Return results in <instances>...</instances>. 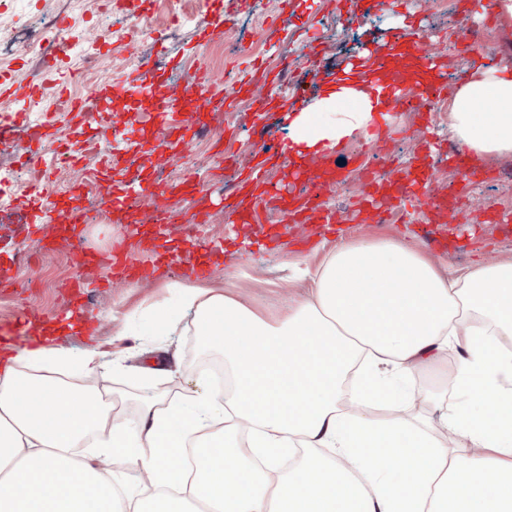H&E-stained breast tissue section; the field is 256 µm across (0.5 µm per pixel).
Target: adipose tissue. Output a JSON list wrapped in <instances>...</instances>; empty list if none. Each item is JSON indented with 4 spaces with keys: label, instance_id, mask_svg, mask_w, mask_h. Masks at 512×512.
<instances>
[{
    "label": "adipose tissue",
    "instance_id": "1",
    "mask_svg": "<svg viewBox=\"0 0 512 512\" xmlns=\"http://www.w3.org/2000/svg\"><path fill=\"white\" fill-rule=\"evenodd\" d=\"M392 106L382 72L327 85L288 127V161L367 135ZM463 151L512 153V69L479 67L448 105ZM176 329L194 314L232 385L139 418L113 413L93 345L51 339L0 353V512H512V260L441 274L402 242H350L313 279L309 299L271 318L195 284L174 289ZM460 348L452 385L428 392L449 433L474 447L449 456L423 427L366 417L403 396L416 366ZM86 460H78L77 449ZM195 451L193 480L170 465ZM302 452L283 471L285 457ZM108 458L112 467L93 466ZM147 473L131 488L125 470Z\"/></svg>",
    "mask_w": 512,
    "mask_h": 512
}]
</instances>
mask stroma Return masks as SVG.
I'll return each instance as SVG.
<instances>
[{
	"instance_id": "1",
	"label": "stroma",
	"mask_w": 512,
	"mask_h": 512,
	"mask_svg": "<svg viewBox=\"0 0 512 512\" xmlns=\"http://www.w3.org/2000/svg\"><path fill=\"white\" fill-rule=\"evenodd\" d=\"M484 16L472 17L479 40L494 44L500 52L485 53L460 44L456 21L467 0H382L369 13H361L358 0H234L224 25H216L215 0H193L184 20L172 22L170 0H143L147 22L140 44L121 53L103 35L104 20L120 23L123 10L104 9L101 0H40L44 18L66 22L85 20L96 52L106 66V79L121 82L130 70L127 56L151 58L156 85L170 84L178 75L196 67L220 65L236 92L222 112H209L203 128L207 137H195L187 149L175 148L159 131L153 100L145 94L113 99L98 120L107 124L122 120L124 134L113 142L91 131V147L78 165L53 164L55 145L72 138L67 115L55 119L54 144L41 154L48 161L47 194L65 200L72 184L85 180L89 170L121 145L130 164L144 178L162 185L196 176L208 194V221L184 227L200 204L196 195L177 193L171 211L182 221L155 228L133 223L126 212L115 211L107 195L87 187L84 204L87 222L74 241L58 240V249L45 253L40 234L28 231L21 218L28 208L29 190L35 177L21 147L22 136L0 142V157L10 159L15 170L0 190L11 199L0 210V328L15 332L24 313L35 311L44 324L63 319L73 309L83 314L81 326L58 337L59 345L78 349L94 343L119 357L121 367L105 372L102 381L124 417L136 416L147 393L163 402H180L209 389L210 383L193 366L203 351L192 316L166 336L151 335L155 316L169 309L176 285L205 283L231 290L233 296L268 316H280L289 305L305 299L308 280L302 268H321L336 247L359 239L397 238L428 256L440 270L464 271L479 259L512 257V154L469 161L470 178L461 177L451 154L458 143L448 133L447 104L468 71L478 66L512 67V41L503 35L494 0H485ZM416 30L426 41L441 86L442 104L432 112H417L396 105L390 120H376L374 141L354 137L325 151L328 167L340 174L325 198L335 212L336 224L325 226L289 220L278 200L249 192V175L261 170L269 185L287 184L290 195L305 193L302 179H286L289 166L280 153L290 119L281 104L304 106L319 99L336 71L366 52L391 49L404 27ZM288 57V69L278 61ZM266 66V86L243 90L255 66ZM424 166L432 175L434 193H453L460 200V224L450 228L431 222L422 207L388 208L384 223L362 222L354 204L367 195H380L391 184L403 182L411 167ZM377 176L367 183L365 172ZM111 214L110 223H98L99 214ZM125 241L130 253L146 258L161 247L169 249V264L145 279L119 281L109 277L112 251ZM93 256L92 264L78 266L74 254ZM205 261L197 270V261ZM80 276L83 286L71 297L64 284ZM396 414L428 431L448 448H455L444 422V410L432 403L405 399Z\"/></svg>"
}]
</instances>
